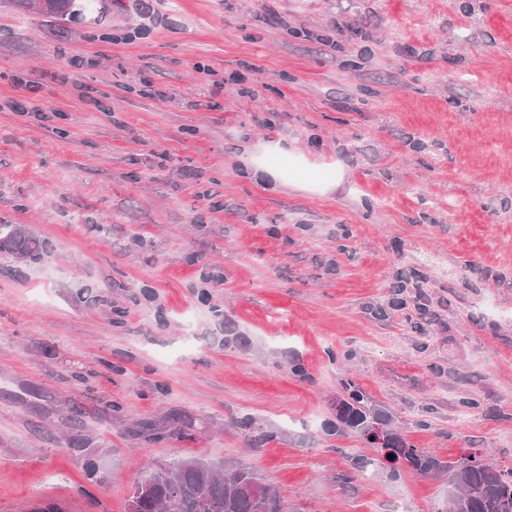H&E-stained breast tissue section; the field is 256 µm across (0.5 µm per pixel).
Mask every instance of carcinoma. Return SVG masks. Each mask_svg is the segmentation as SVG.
Returning a JSON list of instances; mask_svg holds the SVG:
<instances>
[{
    "instance_id": "1",
    "label": "carcinoma",
    "mask_w": 512,
    "mask_h": 512,
    "mask_svg": "<svg viewBox=\"0 0 512 512\" xmlns=\"http://www.w3.org/2000/svg\"><path fill=\"white\" fill-rule=\"evenodd\" d=\"M41 14L65 25L97 12L103 16L104 0H46ZM0 252L27 262H38L45 254L43 242L20 224H0ZM342 400L345 414L336 416L329 431L347 428L364 431L372 419L382 414L372 397L355 381L345 379ZM389 462L404 461L416 473L448 476L454 488L449 512H512V468L484 462L476 456L454 462L443 461L427 448L407 445L388 431ZM126 503L136 512H283L277 489L264 482L250 467L229 463L220 468L202 459L175 461L151 468L132 487Z\"/></svg>"
}]
</instances>
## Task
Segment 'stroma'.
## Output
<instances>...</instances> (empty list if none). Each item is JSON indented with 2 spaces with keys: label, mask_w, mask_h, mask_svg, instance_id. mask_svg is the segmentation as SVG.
<instances>
[{
  "label": "stroma",
  "mask_w": 512,
  "mask_h": 512,
  "mask_svg": "<svg viewBox=\"0 0 512 512\" xmlns=\"http://www.w3.org/2000/svg\"><path fill=\"white\" fill-rule=\"evenodd\" d=\"M0 222L46 246L0 255V512H125L188 457L285 512H445L325 431L347 377L512 466V0L0 6ZM35 0H13L11 1L15 8L29 11L33 7ZM34 6L44 16L53 18L61 25L76 23L83 20L86 15L97 12V18L103 17L106 4L102 0H46L45 7L34 2Z\"/></svg>",
  "instance_id": "35a3bbf8"
}]
</instances>
